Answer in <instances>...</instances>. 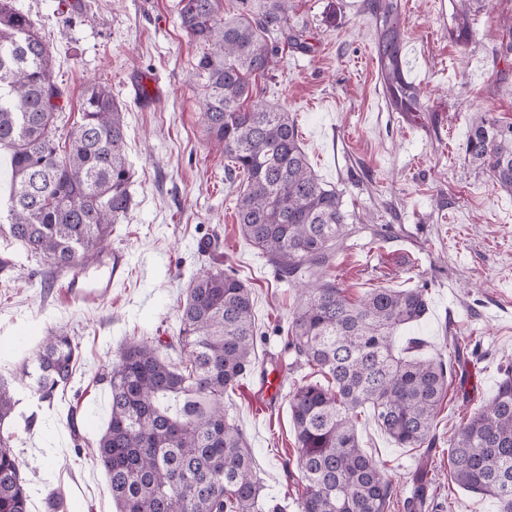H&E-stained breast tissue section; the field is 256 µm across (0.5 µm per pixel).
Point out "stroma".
<instances>
[{
  "label": "stroma",
  "instance_id": "stroma-1",
  "mask_svg": "<svg viewBox=\"0 0 512 512\" xmlns=\"http://www.w3.org/2000/svg\"><path fill=\"white\" fill-rule=\"evenodd\" d=\"M372 0H292L289 25L304 30L309 50L288 46L258 82L268 104L294 120L309 164L342 193L348 234L323 270L302 281L334 280L352 298L373 288L427 286L430 310L401 329L397 348L421 344L426 357L451 358L465 385H451L432 448L398 447L362 415V448L395 486L391 512H404L410 475L426 462L436 512H495L494 503L452 486L448 436L466 412L490 399L512 362V194L469 165L472 122L488 113L512 118V0H485L460 37L459 0H397L407 80L419 84L425 109L390 103L377 54L380 28ZM52 53L65 91L57 138L80 121L89 86L104 85L123 110L132 164V207L108 242L125 252L127 283L93 308L67 305L65 274L0 239L16 267L0 274V374L34 369L38 346L61 330L80 347L72 379L52 402L16 388L10 422L14 451L30 487V512L53 492L81 501L84 512H115L105 473L75 441L96 440L109 419V393L97 376L120 347L139 337L176 335L193 275L217 266L252 290L259 339L253 365L225 404L243 430L265 497L299 512L296 443L287 395L311 379L284 345L296 305L294 284L241 234L235 196L242 175L210 144L201 117L205 79L200 49L180 26L179 0H16ZM149 94L141 96L139 85ZM277 366L283 394L259 406L256 381Z\"/></svg>",
  "mask_w": 512,
  "mask_h": 512
}]
</instances>
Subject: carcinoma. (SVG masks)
Segmentation results:
<instances>
[{
  "label": "carcinoma",
  "instance_id": "1",
  "mask_svg": "<svg viewBox=\"0 0 512 512\" xmlns=\"http://www.w3.org/2000/svg\"><path fill=\"white\" fill-rule=\"evenodd\" d=\"M218 2L180 0L181 26L201 49L203 117L233 163L228 174L244 173L235 205L243 236L288 280L327 265L347 234L342 197L312 171L293 119L253 99L255 80L277 63L271 36L309 45L303 31L288 32L290 0H240L243 11L232 18L219 15ZM379 12L391 99L417 112L418 89L402 77L397 7L387 3ZM62 96L49 47L29 15L15 0H0V147L11 150L13 172L0 236L58 270L96 259L132 207L125 124L111 90L85 92L81 121L64 144L56 139ZM466 156L512 192V121L473 124ZM253 306L244 281L204 270L191 281L168 342L184 354V368L167 360L162 341L134 338L98 375L110 389V418L88 448L117 512H281L264 497L245 434L224 406V394L253 363ZM427 310L424 288H374L356 302L332 280L300 289L287 347L325 382H306L288 399L299 512H388L393 481L361 448L362 413L401 448L433 445L452 370L442 355H412L394 342ZM77 352L61 331L43 338L36 355L41 401L70 382ZM16 404L12 383L0 378V426ZM448 467L457 486L492 499L497 512H512V363L502 368L495 395L449 435ZM28 501L12 433L1 432L0 512H29Z\"/></svg>",
  "mask_w": 512,
  "mask_h": 512
}]
</instances>
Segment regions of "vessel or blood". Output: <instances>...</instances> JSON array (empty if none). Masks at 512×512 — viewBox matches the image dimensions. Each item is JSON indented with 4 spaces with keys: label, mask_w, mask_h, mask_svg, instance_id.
<instances>
[{
    "label": "vessel or blood",
    "mask_w": 512,
    "mask_h": 512,
    "mask_svg": "<svg viewBox=\"0 0 512 512\" xmlns=\"http://www.w3.org/2000/svg\"><path fill=\"white\" fill-rule=\"evenodd\" d=\"M125 266V255L112 249L104 250L98 261L72 266L63 290L66 303L89 307L104 302L121 282Z\"/></svg>",
    "instance_id": "1"
}]
</instances>
